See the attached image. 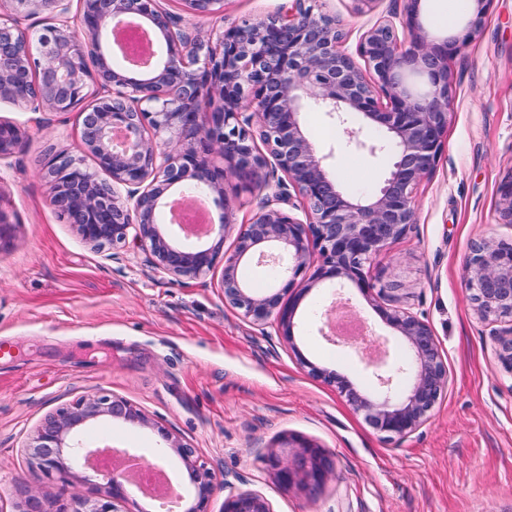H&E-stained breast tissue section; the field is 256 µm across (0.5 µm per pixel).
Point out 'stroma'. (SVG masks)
<instances>
[{
	"label": "stroma",
	"instance_id": "obj_1",
	"mask_svg": "<svg viewBox=\"0 0 512 512\" xmlns=\"http://www.w3.org/2000/svg\"><path fill=\"white\" fill-rule=\"evenodd\" d=\"M282 0H224V16L188 20L207 37L244 17L274 14ZM395 0H322L340 20L343 47L387 18ZM456 87L444 149L415 191L416 222L373 257L399 306L430 326L448 369V390L414 434L384 439L336 388L296 362L301 350L355 387H371L358 358L326 342L311 308L300 304L294 343L275 326L257 327L224 304L221 274L180 282L151 267L135 248L97 251L49 204L41 169L50 151H75V114L39 122L36 113L0 102V117L27 133L20 152L0 162V210L11 222L0 248V512H22L29 493L93 498L91 484L47 476L25 446L58 407L97 392L122 396L195 448L223 475L210 502L221 512L236 490L261 493L273 512H512V374L493 335L512 317L482 321L466 286V258L478 240L512 244V224L498 221L500 187L512 178V0H491L484 26L450 61ZM331 173L342 184L378 183L386 162L340 149L323 112L303 114ZM235 226L260 209L265 193L231 179ZM100 434L188 486L173 456L156 454L157 434L136 425H104ZM323 448L335 479L317 488H284L266 462L293 437Z\"/></svg>",
	"mask_w": 512,
	"mask_h": 512
}]
</instances>
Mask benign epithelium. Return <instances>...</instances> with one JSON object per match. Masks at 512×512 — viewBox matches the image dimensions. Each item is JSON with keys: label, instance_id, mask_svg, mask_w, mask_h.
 <instances>
[{"label": "benign epithelium", "instance_id": "benign-epithelium-1", "mask_svg": "<svg viewBox=\"0 0 512 512\" xmlns=\"http://www.w3.org/2000/svg\"><path fill=\"white\" fill-rule=\"evenodd\" d=\"M0 101L42 114L77 113L78 151L51 155L46 178L50 204L93 249L131 244L154 258V268L177 280H197L222 267L224 302L255 325H276L293 343L300 301L323 281L339 284L325 309L331 323L349 305V284L378 311L404 350L382 359L372 346L362 356L375 379L373 393L358 390L335 371L322 368L293 348L313 377L338 385L355 410L385 437L404 438L420 429L448 387V371L430 326L413 313L386 302L387 288L370 273L374 254L404 238L416 223L414 190L436 165L454 104L449 60L483 27L491 0H473L458 29L443 45L418 21L420 0H406L409 44L389 20L362 35L360 66L344 51V33L333 16L315 10L318 0H287L264 17L244 18L201 40L181 29L183 18L161 0H80L73 18L71 0H0ZM192 17L224 15V0H182ZM45 14L53 23L37 35L21 26ZM137 28L156 38L151 67L112 66V31ZM310 105L335 120L346 144L372 157L389 153V165L373 194L358 198L330 174L302 121ZM24 127L0 118V161L24 144ZM224 158L213 165L212 149ZM105 177H100V174ZM236 175L272 196L244 225L235 251H223L231 226L225 183ZM203 184L207 195L224 200V223L203 244L178 238L158 222L169 189L180 193ZM304 201L305 219L285 211L287 188ZM499 219L512 223V179L500 188ZM319 265L306 276L310 259ZM271 265L278 288L261 291L240 275L243 260ZM467 286L484 319L512 316V244L481 240L466 260ZM499 358L512 373V329L499 334ZM148 427L161 438L156 451L183 464L193 495L179 498L182 512H210L218 477L166 427L118 396L91 393L47 415L35 428L26 452L36 465L62 476L76 466L100 477L94 499L74 497L55 505L32 495L23 512H123L136 503L125 475L94 464L102 451L87 432L101 420ZM288 459L269 458L281 484L321 486L332 463L320 446L294 440ZM223 512H272L252 490L224 499Z\"/></svg>", "mask_w": 512, "mask_h": 512}]
</instances>
